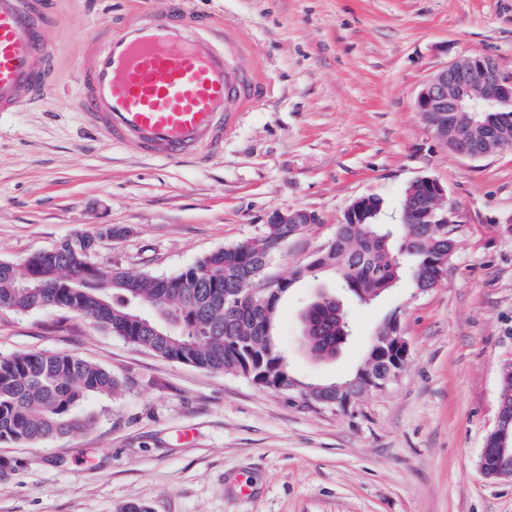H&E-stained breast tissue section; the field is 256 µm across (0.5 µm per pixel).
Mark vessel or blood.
I'll return each mask as SVG.
<instances>
[{
	"label": "vessel or blood",
	"mask_w": 512,
	"mask_h": 512,
	"mask_svg": "<svg viewBox=\"0 0 512 512\" xmlns=\"http://www.w3.org/2000/svg\"><path fill=\"white\" fill-rule=\"evenodd\" d=\"M47 0H0V112L43 96L55 50L45 32ZM252 35L183 8L135 22L106 24L102 45L81 60L80 103L95 131L114 145L172 163L215 154L224 132L268 90L258 70L228 54L254 53Z\"/></svg>",
	"instance_id": "obj_1"
}]
</instances>
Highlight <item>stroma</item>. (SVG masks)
Returning <instances> with one entry per match:
<instances>
[{"label": "stroma", "mask_w": 512, "mask_h": 512, "mask_svg": "<svg viewBox=\"0 0 512 512\" xmlns=\"http://www.w3.org/2000/svg\"><path fill=\"white\" fill-rule=\"evenodd\" d=\"M257 42L268 98L241 113L224 151L172 165L90 132L78 64L103 25L164 0H58L47 36L57 86L0 113V261L18 262L109 224L92 261L173 277L203 255L259 236L273 212H316L276 253L289 277L331 241L352 202L394 214L421 176L445 187L456 242L442 282H403L356 307L336 358L304 352L300 303L328 280L291 283L274 334L306 382L353 373L398 318L403 368L348 408L179 364L72 312L0 309V357L68 351L111 372L120 396L89 397L87 432L38 446L0 442V512H512V479L489 480L481 452L512 366V150L482 159L440 144L415 107L437 69L474 53L512 71V0H183Z\"/></svg>", "instance_id": "1"}]
</instances>
